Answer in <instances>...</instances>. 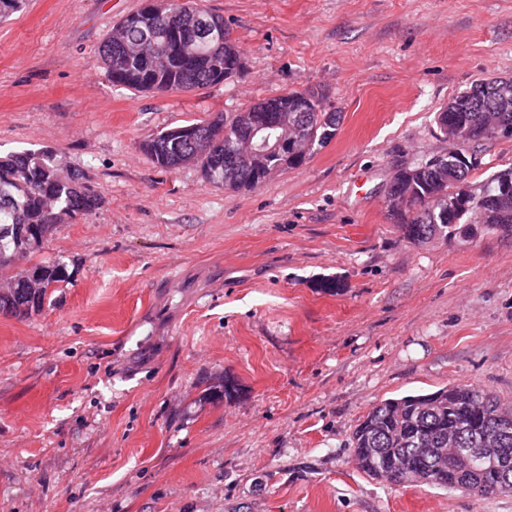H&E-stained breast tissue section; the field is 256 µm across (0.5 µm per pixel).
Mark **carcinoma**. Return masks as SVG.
<instances>
[{
	"instance_id": "cac0c4a2",
	"label": "carcinoma",
	"mask_w": 512,
	"mask_h": 512,
	"mask_svg": "<svg viewBox=\"0 0 512 512\" xmlns=\"http://www.w3.org/2000/svg\"><path fill=\"white\" fill-rule=\"evenodd\" d=\"M224 18L180 0H150V4L116 23L98 46V54L113 84L138 92L164 93L222 84L239 75L243 61L229 36L220 45L212 40L215 24ZM500 78L479 80L449 99L438 113L437 123L460 132L472 148L498 137L495 129L480 135L471 126L492 122L508 110L486 96L484 88ZM260 112H277L303 132L305 155L312 156L336 135L341 113L328 110L313 91H291L262 99L246 112H222L209 121L187 122L194 136L177 135L167 128L142 144V150L161 168L176 170L187 164L200 168L211 184L232 189H252L274 171L298 165L278 156L244 152L228 167L224 144H211L221 126L247 124ZM472 168L438 166L431 161L398 171L389 191L409 197L407 206L391 211L404 239L414 245L427 239L462 234L464 226L483 223L491 231L512 233V201L484 214L479 208H448L449 191L468 182ZM503 170L493 172L475 187L479 195L499 193ZM99 205L98 195L77 170L61 167L47 151H23L0 156V311L25 317L40 310L57 284L68 279L60 259L33 264L36 279L27 271L10 275L15 262L40 251L44 240L63 217L87 214ZM490 433L502 439L505 472L491 469L473 476H457L452 456L473 448H485ZM354 458L367 475L387 479L403 471L405 483L458 490L468 495L475 486H488L503 476L512 481V412L492 395L471 384H453L435 392L384 399L374 405L352 433Z\"/></svg>"
}]
</instances>
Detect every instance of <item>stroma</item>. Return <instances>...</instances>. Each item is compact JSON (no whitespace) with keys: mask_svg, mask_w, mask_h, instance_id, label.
Wrapping results in <instances>:
<instances>
[{"mask_svg":"<svg viewBox=\"0 0 512 512\" xmlns=\"http://www.w3.org/2000/svg\"><path fill=\"white\" fill-rule=\"evenodd\" d=\"M196 2L245 70L192 92L106 76L98 46L142 0L0 23V153L50 151L101 198L43 244L69 280L0 313V512H512L370 478L349 445L390 397L471 384L512 406V235L415 247L387 208L397 171L447 152L448 99L512 79V0ZM306 90L336 136L255 189L141 149Z\"/></svg>","mask_w":512,"mask_h":512,"instance_id":"1","label":"stroma"}]
</instances>
